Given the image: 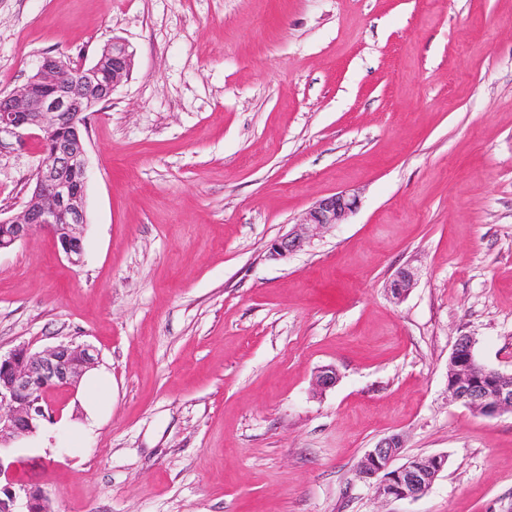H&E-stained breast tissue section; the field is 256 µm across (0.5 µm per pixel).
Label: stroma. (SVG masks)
I'll list each match as a JSON object with an SVG mask.
<instances>
[{"mask_svg":"<svg viewBox=\"0 0 512 512\" xmlns=\"http://www.w3.org/2000/svg\"><path fill=\"white\" fill-rule=\"evenodd\" d=\"M115 38L82 265L46 233L0 253V355L90 344L112 407L74 440L82 393L51 392L12 478L50 512H512V414L448 399L458 337L512 371V0H0V93ZM39 158L0 137L1 211ZM342 190L343 224L268 260ZM395 434L447 458L415 500L357 475Z\"/></svg>","mask_w":512,"mask_h":512,"instance_id":"35a3bbf8","label":"stroma"}]
</instances>
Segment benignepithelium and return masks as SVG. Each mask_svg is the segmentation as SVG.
Instances as JSON below:
<instances>
[{
    "label": "benign epithelium",
    "instance_id": "7a95c632",
    "mask_svg": "<svg viewBox=\"0 0 512 512\" xmlns=\"http://www.w3.org/2000/svg\"><path fill=\"white\" fill-rule=\"evenodd\" d=\"M132 62L129 45L114 38L89 65L73 67L62 56L44 57L23 87L0 96V134L22 145L40 144L41 155L22 210L0 216V252L43 230L71 265L83 262V228L88 224L87 114L111 99L128 78ZM356 206V195L348 191L320 199L301 222L271 242L269 258L282 260L303 250L314 233L342 223ZM413 281L412 271L399 270L391 283L393 295L404 297ZM97 358L92 346L71 343L35 353L19 346L0 356V445L34 433L38 421L49 415L44 399L35 394L75 386ZM336 380V367L325 366L317 371L315 385L322 392ZM448 397L485 416L512 413V372L481 366L473 338L461 336L449 357ZM401 450L400 436L381 439L361 460L359 477L382 498L415 500L431 489L447 459L431 455L395 467ZM0 512H48V499L41 490L10 479L0 486Z\"/></svg>",
    "mask_w": 512,
    "mask_h": 512
}]
</instances>
